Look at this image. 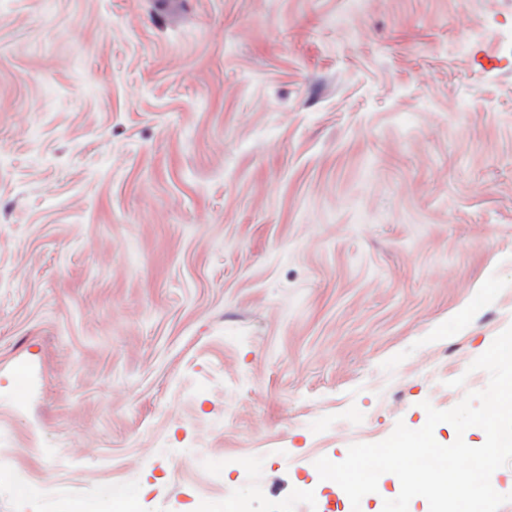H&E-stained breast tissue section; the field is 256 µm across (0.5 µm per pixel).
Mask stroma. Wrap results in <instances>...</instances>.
I'll list each match as a JSON object with an SVG mask.
<instances>
[{"instance_id":"35a3bbf8","label":"stroma","mask_w":512,"mask_h":512,"mask_svg":"<svg viewBox=\"0 0 512 512\" xmlns=\"http://www.w3.org/2000/svg\"><path fill=\"white\" fill-rule=\"evenodd\" d=\"M510 326L512 0H0V512H382Z\"/></svg>"}]
</instances>
